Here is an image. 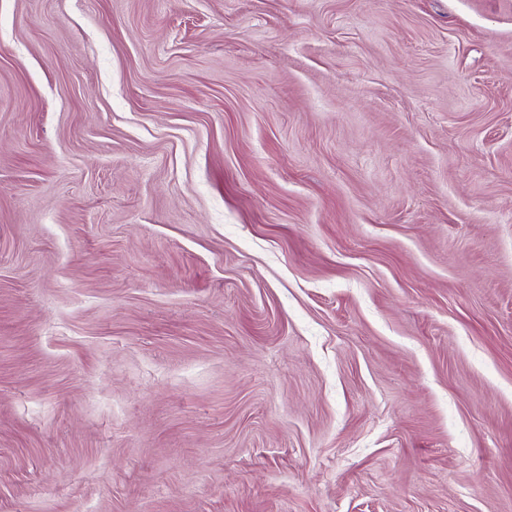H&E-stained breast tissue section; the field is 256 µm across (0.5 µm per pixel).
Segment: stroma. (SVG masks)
Returning a JSON list of instances; mask_svg holds the SVG:
<instances>
[{"label":"stroma","mask_w":512,"mask_h":512,"mask_svg":"<svg viewBox=\"0 0 512 512\" xmlns=\"http://www.w3.org/2000/svg\"><path fill=\"white\" fill-rule=\"evenodd\" d=\"M0 512H512V0H0Z\"/></svg>","instance_id":"35a3bbf8"}]
</instances>
